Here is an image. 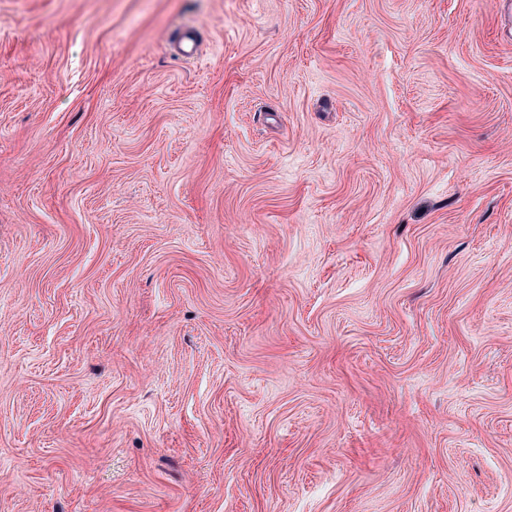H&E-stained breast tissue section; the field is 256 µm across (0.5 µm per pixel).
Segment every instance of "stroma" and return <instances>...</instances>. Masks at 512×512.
Masks as SVG:
<instances>
[{"label": "stroma", "mask_w": 512, "mask_h": 512, "mask_svg": "<svg viewBox=\"0 0 512 512\" xmlns=\"http://www.w3.org/2000/svg\"><path fill=\"white\" fill-rule=\"evenodd\" d=\"M0 512H512L503 0H0Z\"/></svg>", "instance_id": "1"}]
</instances>
